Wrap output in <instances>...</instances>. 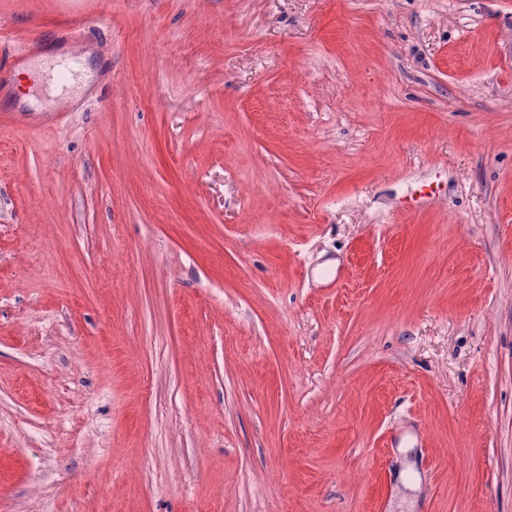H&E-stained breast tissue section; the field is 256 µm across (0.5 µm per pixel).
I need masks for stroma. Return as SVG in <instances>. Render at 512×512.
<instances>
[{"label": "stroma", "instance_id": "1", "mask_svg": "<svg viewBox=\"0 0 512 512\" xmlns=\"http://www.w3.org/2000/svg\"><path fill=\"white\" fill-rule=\"evenodd\" d=\"M0 31V512H512V0Z\"/></svg>", "mask_w": 512, "mask_h": 512}]
</instances>
